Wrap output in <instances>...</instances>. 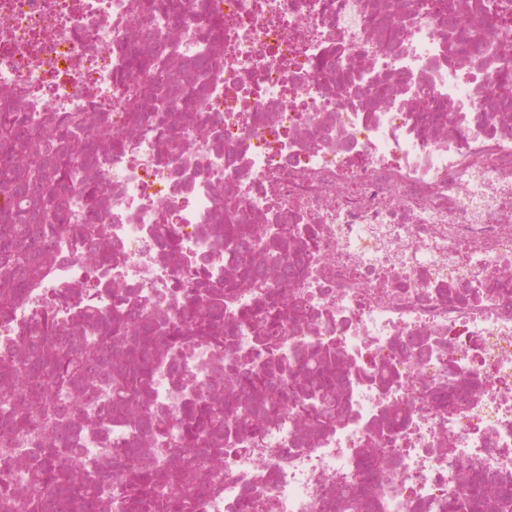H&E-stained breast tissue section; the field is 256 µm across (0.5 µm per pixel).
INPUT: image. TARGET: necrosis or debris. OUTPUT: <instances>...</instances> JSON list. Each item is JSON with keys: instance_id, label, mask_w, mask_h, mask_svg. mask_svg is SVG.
Here are the masks:
<instances>
[{"instance_id": "necrosis-or-debris-1", "label": "necrosis or debris", "mask_w": 512, "mask_h": 512, "mask_svg": "<svg viewBox=\"0 0 512 512\" xmlns=\"http://www.w3.org/2000/svg\"><path fill=\"white\" fill-rule=\"evenodd\" d=\"M501 15L512 18V0H0V100L41 115L48 154L52 113L81 114L90 133L107 116L113 135L88 169L97 209L77 187L62 192L74 223L111 243V262L93 242L53 236L45 276L0 318V356L44 313L67 325L68 292L89 315L165 319L180 272L223 287L236 272L219 239L233 199L239 223L262 225L300 262L264 272L306 312L278 353H338L342 410L307 432L283 416L260 443L225 441L220 485L196 475V512H336L368 446L390 458L373 485L396 489L368 512H440L477 474L512 487V113L494 87L512 73V28L493 27ZM463 26L480 31L465 53ZM194 66L205 108L128 93L139 81L169 98ZM264 340L254 326L222 350L179 349L159 364L149 406L169 415L192 395L223 397L228 360L252 363ZM80 405L77 445L98 464L132 445L153 460L167 443L104 424L101 394Z\"/></svg>"}]
</instances>
